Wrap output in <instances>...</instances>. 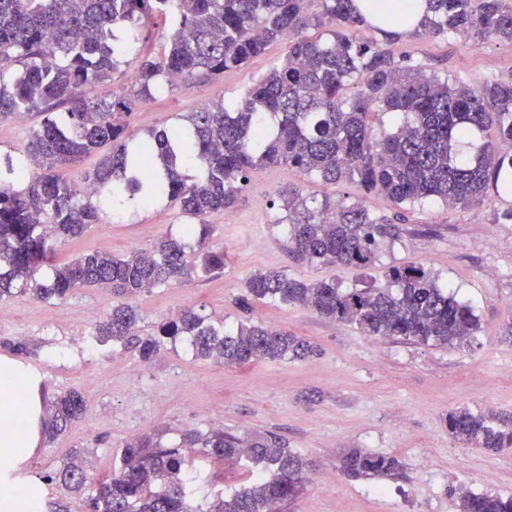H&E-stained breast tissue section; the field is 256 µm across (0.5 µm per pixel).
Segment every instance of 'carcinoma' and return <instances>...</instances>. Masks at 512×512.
<instances>
[{"instance_id":"obj_1","label":"carcinoma","mask_w":512,"mask_h":512,"mask_svg":"<svg viewBox=\"0 0 512 512\" xmlns=\"http://www.w3.org/2000/svg\"><path fill=\"white\" fill-rule=\"evenodd\" d=\"M425 5L417 35L512 42V0ZM398 8L375 0L368 4L370 22L355 0H0V115L43 114L24 150L6 156L0 174V301L28 294L50 302L77 288H110L120 301L91 336L148 361L160 341L137 334L139 315L126 300L194 274L224 273V247L210 241L207 217L232 207L258 166L295 167L325 183L356 187L352 201L325 199L312 208L300 189L285 193L288 252L307 263L369 268L401 237L397 225L365 206L367 196L403 209L431 199L471 207L491 189L511 195L512 77L458 84L395 59L388 44L399 34L385 25L408 20ZM154 16L171 21L163 56L127 52L114 29L136 40L142 20ZM311 27L328 37H308ZM276 43L286 45L284 56L238 103L192 112L188 127L152 129L129 147L134 100L214 79ZM126 67L133 68L127 92L110 100L88 96L92 86ZM388 113L402 117L394 128L382 120ZM490 129L493 141L485 136ZM103 148L107 153L84 173L80 187L61 176L60 168ZM101 195L113 212L131 200L150 205L167 197L196 222L178 238L124 256L93 249L64 264L50 260L58 243L100 223L103 211L94 199ZM386 280L383 287L343 288L334 279L305 282L284 271H258L245 281L243 303L297 305L366 336L448 349L477 335L479 317L434 271L391 266ZM159 335L173 343L184 338L194 359L227 367L315 353L310 342L261 323L226 333L224 324L192 306L162 324ZM85 410L79 391L58 395L42 432L53 440ZM447 424L464 445L512 451V415L463 408L449 413ZM186 448L218 463L245 457L257 473L226 496L212 474L187 459ZM342 464L356 478L391 477L402 469L395 456L360 449L349 451ZM307 471L308 463L273 435L240 438L189 428L174 446L158 433L133 438L118 465L95 482L75 461L56 478L84 494L86 512H282L303 490ZM458 508L512 512V495L460 490Z\"/></svg>"}]
</instances>
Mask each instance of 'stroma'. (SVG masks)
I'll return each instance as SVG.
<instances>
[{"label":"stroma","mask_w":512,"mask_h":512,"mask_svg":"<svg viewBox=\"0 0 512 512\" xmlns=\"http://www.w3.org/2000/svg\"><path fill=\"white\" fill-rule=\"evenodd\" d=\"M391 50L464 84L512 73V43L499 40L476 44L456 35H411ZM284 52V45L274 44L217 79L141 100L130 120L132 141L242 93ZM41 121L35 110L0 118V156L22 149ZM291 187L318 201L357 195L346 182L325 183L294 168L254 169L245 195L227 213L208 219L212 242L224 247L223 275L157 288L134 303L143 336L192 305L231 330L252 320L301 336L317 347L307 359L227 368L193 360L171 343L147 362L133 351L113 352L90 337L94 319L112 308V292L104 288H81L61 301L19 295L0 302V359L21 363L43 403L70 389L88 395L82 419L15 465L18 483L41 484L45 500L84 512L82 498L52 479L72 454L80 455L89 479H98L132 438L160 431L174 442L183 430L197 428L272 434L306 459L308 482L284 512H458L460 488L512 495V452L463 445L447 425L449 413L463 407L512 413V340L502 334L512 322V224L494 221L501 201L493 196L469 208L426 202L407 213L400 240L383 247L366 272L377 281L394 265L421 264L437 273L481 321L471 347L452 351L375 339L299 306L272 302L255 304L248 314L241 310L244 281L258 271L333 279L345 287L360 284L366 274L290 257L286 212L278 202ZM184 222L178 202H132L122 217L91 225L83 237L58 246L55 260L67 262L89 248L115 255L147 248L179 234ZM19 339L28 340L29 353L14 355L11 344ZM352 448L398 457L404 478L347 475L341 458Z\"/></svg>","instance_id":"stroma-1"}]
</instances>
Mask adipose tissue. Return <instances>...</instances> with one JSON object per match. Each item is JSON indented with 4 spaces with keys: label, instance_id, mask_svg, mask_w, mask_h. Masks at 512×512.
<instances>
[{
    "label": "adipose tissue",
    "instance_id": "adipose-tissue-1",
    "mask_svg": "<svg viewBox=\"0 0 512 512\" xmlns=\"http://www.w3.org/2000/svg\"><path fill=\"white\" fill-rule=\"evenodd\" d=\"M20 366L0 361V462L13 464L36 450L40 437L42 402L29 392H19Z\"/></svg>",
    "mask_w": 512,
    "mask_h": 512
}]
</instances>
